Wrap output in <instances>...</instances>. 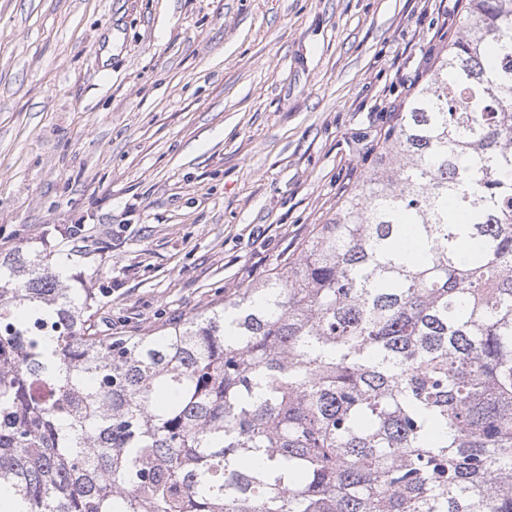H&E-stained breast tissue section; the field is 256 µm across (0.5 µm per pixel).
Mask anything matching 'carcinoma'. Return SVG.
<instances>
[{
    "mask_svg": "<svg viewBox=\"0 0 512 512\" xmlns=\"http://www.w3.org/2000/svg\"><path fill=\"white\" fill-rule=\"evenodd\" d=\"M461 25L296 257L145 336L0 259L8 512H512V0Z\"/></svg>",
    "mask_w": 512,
    "mask_h": 512,
    "instance_id": "carcinoma-1",
    "label": "carcinoma"
}]
</instances>
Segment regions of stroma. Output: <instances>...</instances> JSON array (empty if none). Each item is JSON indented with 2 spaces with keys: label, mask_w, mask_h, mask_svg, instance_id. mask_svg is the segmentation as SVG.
Masks as SVG:
<instances>
[{
  "label": "stroma",
  "mask_w": 512,
  "mask_h": 512,
  "mask_svg": "<svg viewBox=\"0 0 512 512\" xmlns=\"http://www.w3.org/2000/svg\"><path fill=\"white\" fill-rule=\"evenodd\" d=\"M458 0H0V254L64 259L100 334L232 298L369 170Z\"/></svg>",
  "instance_id": "obj_1"
}]
</instances>
